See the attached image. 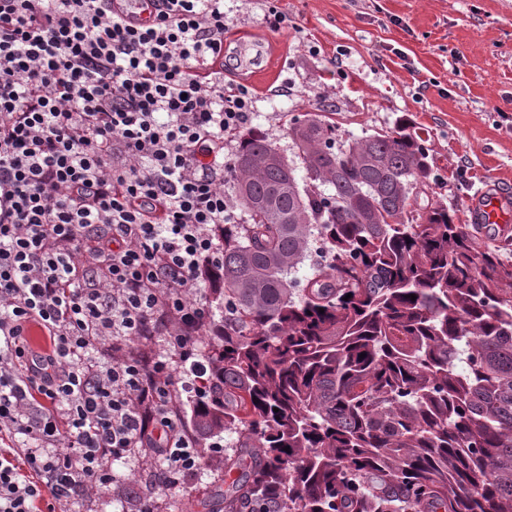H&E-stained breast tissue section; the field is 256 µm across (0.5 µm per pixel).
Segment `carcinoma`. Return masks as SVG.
Instances as JSON below:
<instances>
[{
    "label": "carcinoma",
    "mask_w": 512,
    "mask_h": 512,
    "mask_svg": "<svg viewBox=\"0 0 512 512\" xmlns=\"http://www.w3.org/2000/svg\"><path fill=\"white\" fill-rule=\"evenodd\" d=\"M288 137L300 176L258 130L224 164L249 220L221 227L223 392L191 414L237 436L224 512H512V237L481 248L429 197L407 113L344 141L303 112Z\"/></svg>",
    "instance_id": "carcinoma-1"
}]
</instances>
